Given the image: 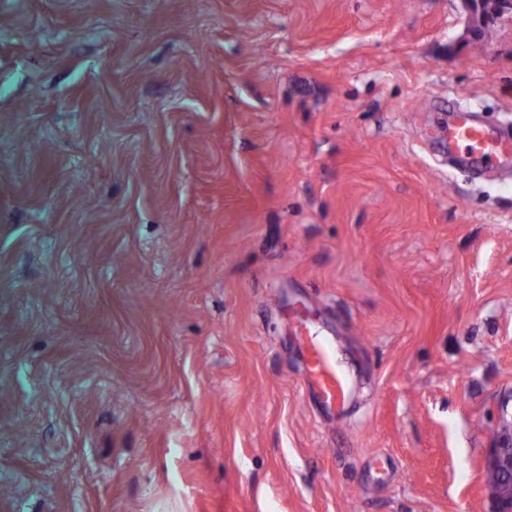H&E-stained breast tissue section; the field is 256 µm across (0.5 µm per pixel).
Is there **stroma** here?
<instances>
[{
  "label": "stroma",
  "instance_id": "obj_1",
  "mask_svg": "<svg viewBox=\"0 0 512 512\" xmlns=\"http://www.w3.org/2000/svg\"><path fill=\"white\" fill-rule=\"evenodd\" d=\"M0 0V512H498L512 15ZM355 387L320 408L287 305ZM442 139L448 160L454 166L484 170L512 161V130L475 118L470 110H448Z\"/></svg>",
  "mask_w": 512,
  "mask_h": 512
}]
</instances>
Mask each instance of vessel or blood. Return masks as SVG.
I'll use <instances>...</instances> for the list:
<instances>
[{
  "mask_svg": "<svg viewBox=\"0 0 512 512\" xmlns=\"http://www.w3.org/2000/svg\"><path fill=\"white\" fill-rule=\"evenodd\" d=\"M442 139L449 162L460 168L484 170L512 161V130L482 122L468 110H453L442 127ZM289 316L306 353L308 384L316 388L325 407L340 408L350 380L335 347L298 309H291Z\"/></svg>",
  "mask_w": 512,
  "mask_h": 512,
  "instance_id": "b4317fda",
  "label": "vessel or blood"
}]
</instances>
